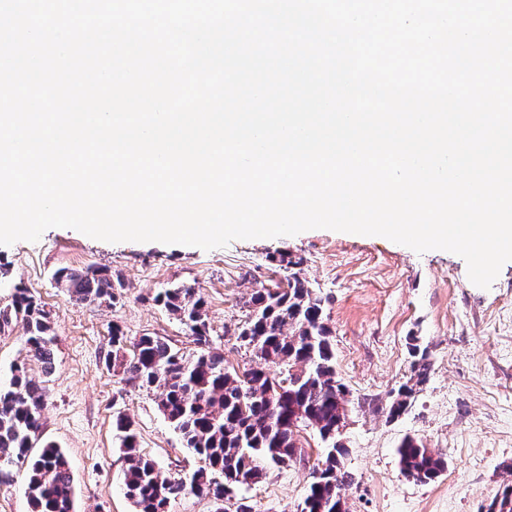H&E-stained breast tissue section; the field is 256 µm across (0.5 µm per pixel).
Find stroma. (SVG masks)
<instances>
[{"label":"stroma","instance_id":"obj_1","mask_svg":"<svg viewBox=\"0 0 512 512\" xmlns=\"http://www.w3.org/2000/svg\"><path fill=\"white\" fill-rule=\"evenodd\" d=\"M280 253L301 260L309 287L326 299L336 372L350 390L340 436L347 448L343 467L352 476L349 512H482L512 485V262L483 289L470 281L461 256L419 254L376 235L312 229L206 251L111 243L50 228L38 241L0 245V306L22 286L53 322L54 371L29 366L46 388L33 446L51 441L65 453L75 512H133L123 488L116 412L131 420L141 453L162 476H184L199 465L159 411L157 392L107 368L113 328L131 342L161 337L192 356L197 347L189 331L154 301L159 290L186 285L205 302L214 348L230 365L249 363L236 330L249 293L284 282L286 270L272 260ZM89 266L121 281L112 304L79 301L56 286L58 269ZM414 340L429 352V380L407 412L390 420L385 407L407 378ZM407 436L442 454L447 471L429 483L405 475L395 450ZM298 445L290 466L267 465L260 483L241 490L252 512H300L310 474L325 454L312 429L299 430ZM0 512H30L24 466L0 465Z\"/></svg>","mask_w":512,"mask_h":512}]
</instances>
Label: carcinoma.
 Listing matches in <instances>:
<instances>
[{"label":"carcinoma","instance_id":"carcinoma-1","mask_svg":"<svg viewBox=\"0 0 512 512\" xmlns=\"http://www.w3.org/2000/svg\"><path fill=\"white\" fill-rule=\"evenodd\" d=\"M288 267L286 285L252 290L246 301L248 314L238 327L237 340L264 366L229 367L224 356L213 351L208 314L202 299L185 286L166 288L154 301L189 330L198 351L186 358L162 339L142 336L126 357V337L112 327V351L107 367L122 373L142 388L160 391L158 407L182 436L184 447L202 465L188 482L163 478L156 464L140 453L131 421L117 413L114 426L127 467L124 492L134 512H168L171 501L186 492L212 495L232 503L235 512H251L236 498L242 475L254 483L264 477L262 463L286 466L296 455L295 432L307 425L326 444L325 461L311 472L301 512H347L346 490L352 476L343 470L345 446L337 440L338 422L346 415L349 391L336 373L332 334L324 317L325 299L309 288L298 268L300 260L279 255ZM58 287L79 300L110 302L114 289L122 287L105 270L87 267L61 269L54 275ZM22 322L27 331V357L49 374L54 365V336L49 314L33 294L17 288L11 301L0 307V326ZM292 333H287V329ZM410 376L392 391L387 418L403 414L428 382L427 351L413 348ZM272 363L279 376L289 381L288 396L276 397L274 377L266 369ZM44 387L30 378L25 367H16L9 384L0 387V456L11 464L27 465V490L32 512H74L70 466L60 449L45 445L29 458L32 439L40 427ZM293 406L303 412L301 424L276 427ZM401 470L427 483L448 468L444 457L421 441L404 438L396 449ZM487 512H512V487L505 488Z\"/></svg>","mask_w":512,"mask_h":512}]
</instances>
